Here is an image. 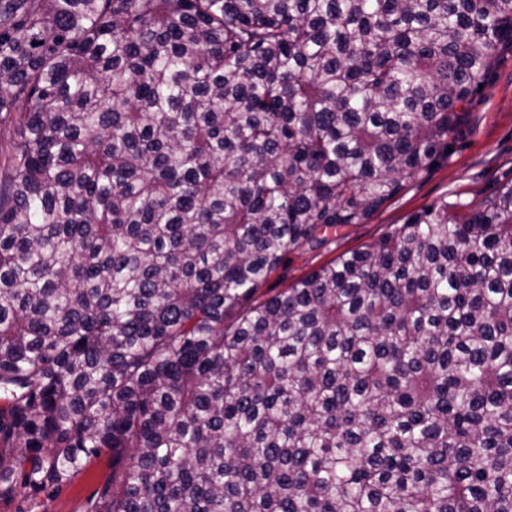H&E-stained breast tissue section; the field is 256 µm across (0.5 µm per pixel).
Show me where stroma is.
Returning <instances> with one entry per match:
<instances>
[{
  "instance_id": "35a3bbf8",
  "label": "stroma",
  "mask_w": 512,
  "mask_h": 512,
  "mask_svg": "<svg viewBox=\"0 0 512 512\" xmlns=\"http://www.w3.org/2000/svg\"><path fill=\"white\" fill-rule=\"evenodd\" d=\"M512 182V52L504 51L484 87L470 97L459 136L448 159L402 189L370 219L352 224L315 249L288 253L281 266L256 293L264 300L281 292L340 255L377 239L391 224L441 200L479 206ZM105 462L94 463L57 497L44 501L42 512H83L87 497L105 477Z\"/></svg>"
}]
</instances>
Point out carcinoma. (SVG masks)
<instances>
[{"label": "carcinoma", "instance_id": "cac0c4a2", "mask_svg": "<svg viewBox=\"0 0 512 512\" xmlns=\"http://www.w3.org/2000/svg\"><path fill=\"white\" fill-rule=\"evenodd\" d=\"M512 0H0V503L512 512V182L291 288L448 156ZM109 472L106 459L95 462L85 474L79 475L75 482L65 488L57 497L42 501L41 512H83L86 498L95 490L99 482Z\"/></svg>", "mask_w": 512, "mask_h": 512}]
</instances>
